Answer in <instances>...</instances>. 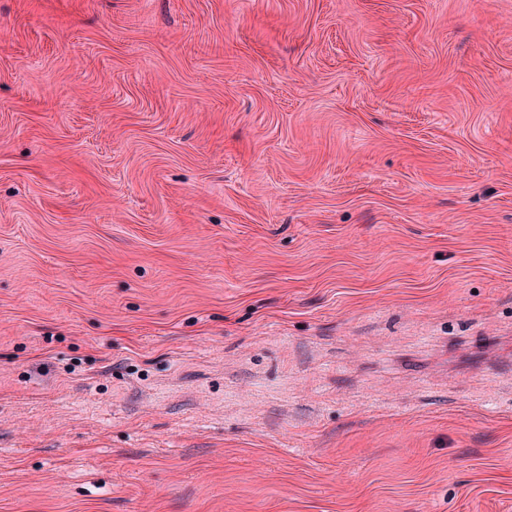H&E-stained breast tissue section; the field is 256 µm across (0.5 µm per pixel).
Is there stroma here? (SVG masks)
<instances>
[{"label": "stroma", "instance_id": "stroma-1", "mask_svg": "<svg viewBox=\"0 0 512 512\" xmlns=\"http://www.w3.org/2000/svg\"><path fill=\"white\" fill-rule=\"evenodd\" d=\"M0 512H512V0H0Z\"/></svg>", "mask_w": 512, "mask_h": 512}]
</instances>
